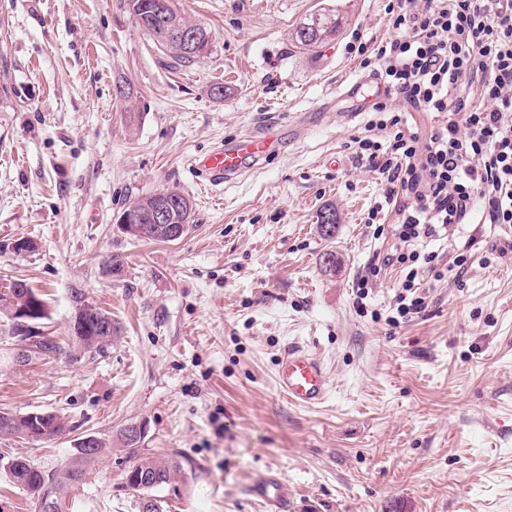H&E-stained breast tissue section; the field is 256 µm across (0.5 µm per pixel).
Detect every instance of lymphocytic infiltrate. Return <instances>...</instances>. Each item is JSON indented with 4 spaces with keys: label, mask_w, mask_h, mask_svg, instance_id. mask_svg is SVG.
<instances>
[{
    "label": "lymphocytic infiltrate",
    "mask_w": 512,
    "mask_h": 512,
    "mask_svg": "<svg viewBox=\"0 0 512 512\" xmlns=\"http://www.w3.org/2000/svg\"><path fill=\"white\" fill-rule=\"evenodd\" d=\"M392 26L393 39L358 50L435 122L422 133L385 102L371 106L375 117L355 155L380 177L400 246L368 266L357 287L382 267H399L397 313L407 320L425 312L423 280L438 269L424 243L454 224H512V0H398Z\"/></svg>",
    "instance_id": "obj_1"
}]
</instances>
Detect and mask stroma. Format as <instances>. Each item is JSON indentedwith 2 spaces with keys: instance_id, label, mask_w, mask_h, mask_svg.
Here are the masks:
<instances>
[{
  "instance_id": "obj_1",
  "label": "stroma",
  "mask_w": 512,
  "mask_h": 512,
  "mask_svg": "<svg viewBox=\"0 0 512 512\" xmlns=\"http://www.w3.org/2000/svg\"><path fill=\"white\" fill-rule=\"evenodd\" d=\"M396 5L174 0L213 38L178 65L120 0H0V240L37 244L0 253V289L23 279L42 294L39 332L59 346L17 363L0 310V411L65 422L50 439L0 436V456L53 471L84 435L112 441L69 488L68 512H141L116 442L136 422L142 454L195 467L161 490L164 512H264L249 488L266 468L288 512H512V252L496 255L498 225L458 224L431 242L444 276L426 278L421 316L389 324L395 267L357 297L396 240L378 175L354 157L372 115L350 117L336 95L368 74L358 45L395 36ZM324 11L339 17L335 36L300 48L298 28ZM273 122L283 143L260 165L218 186L196 177L191 157ZM172 186L193 202L180 239L120 231L126 206ZM324 210L336 215L328 241ZM467 243L473 264L447 275ZM78 294L112 316L103 352L75 345ZM291 343L328 371L320 405L277 388Z\"/></svg>"
}]
</instances>
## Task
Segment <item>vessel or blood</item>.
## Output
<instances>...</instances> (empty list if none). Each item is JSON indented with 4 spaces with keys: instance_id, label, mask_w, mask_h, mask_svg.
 <instances>
[{
    "instance_id": "b4317fda",
    "label": "vessel or blood",
    "mask_w": 512,
    "mask_h": 512,
    "mask_svg": "<svg viewBox=\"0 0 512 512\" xmlns=\"http://www.w3.org/2000/svg\"><path fill=\"white\" fill-rule=\"evenodd\" d=\"M385 87L375 79H362L342 92L358 108H366ZM278 142L276 128L270 127L240 138L228 145L215 147L210 153L196 157L192 167L199 178L213 185L242 175L248 164L269 155ZM277 387L297 406L312 407L322 403L328 393L329 378L322 361L300 344H289L280 357ZM252 494L262 500L270 512H288L280 480L271 474H258L251 485Z\"/></svg>"
}]
</instances>
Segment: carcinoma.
Wrapping results in <instances>:
<instances>
[{"instance_id":"obj_1","label":"carcinoma","mask_w":512,"mask_h":512,"mask_svg":"<svg viewBox=\"0 0 512 512\" xmlns=\"http://www.w3.org/2000/svg\"><path fill=\"white\" fill-rule=\"evenodd\" d=\"M123 4L126 11L135 18V23L152 38L155 45L175 60L192 63L208 53L211 32L207 29L204 30V37L199 40V44L192 49L179 41L174 26L184 25L185 19L175 10L172 0H123ZM338 26V17L334 14L313 15L300 27L296 41L302 48L317 47L335 35ZM74 334L78 346L86 353L101 352L112 342V337L100 335L98 325L93 322L85 329L77 327ZM31 426L29 415L11 413L6 419L0 418V435H21ZM118 440L134 458L129 470L133 471L135 476L153 482V490L172 485L176 476L183 475L186 469L192 467L187 459L180 461L166 455L140 454V445L128 439L123 430L120 431ZM94 443V448H77L73 456L55 473H45L32 466L28 460L16 457L13 482L32 495L41 494L48 498L51 512H64L65 490L82 482L87 469L104 457L109 450L110 443L105 438L98 436Z\"/></svg>"}]
</instances>
